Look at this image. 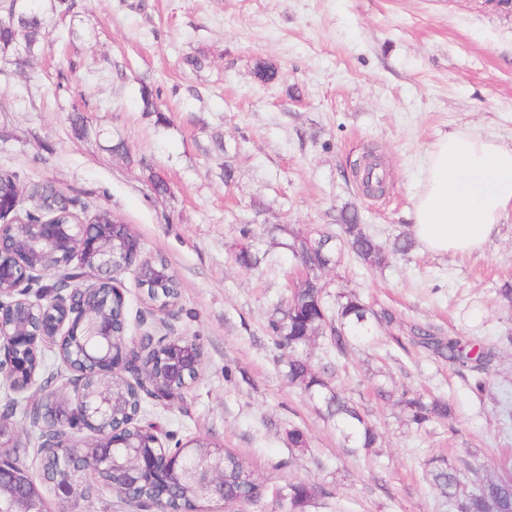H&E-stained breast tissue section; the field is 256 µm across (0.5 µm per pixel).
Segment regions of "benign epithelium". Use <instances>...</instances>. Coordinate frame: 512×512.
Returning a JSON list of instances; mask_svg holds the SVG:
<instances>
[{
    "label": "benign epithelium",
    "instance_id": "obj_1",
    "mask_svg": "<svg viewBox=\"0 0 512 512\" xmlns=\"http://www.w3.org/2000/svg\"><path fill=\"white\" fill-rule=\"evenodd\" d=\"M24 201L22 191L10 197H0V368L18 376L26 368L24 352L39 349L47 343L67 344L71 358L77 362L95 364L97 403L80 404L84 389L82 376L72 371L63 392L53 402L55 429L59 440L53 447L67 448L77 435H94L105 416L119 410L112 388V365L119 364L125 378L137 386L139 394L161 403H172L196 379L201 346L185 336H162L144 349L141 341L126 337V330H113L112 319L104 311L92 316L78 303L74 290L60 285L59 274L72 266L80 269L81 291L106 279L112 285V297L124 299L119 277L135 268L140 288H162L169 269H158L146 263L136 248L119 249L112 243V226L117 221L100 224L72 214V223L57 224L51 218L40 224L25 225L20 237L5 233V229L22 221L19 215ZM52 277L46 284L44 279ZM111 431L100 440L95 466L110 469L114 465L112 449L121 447ZM162 452L143 446L129 450L124 464L129 481L137 483L148 471L166 470L178 462L185 452L199 447L194 437L173 448L157 441ZM21 439L8 420L0 419V495L10 492L9 512H47L45 501L37 494H20L14 488L18 479L14 449ZM222 460L200 459V489L211 502L224 501ZM59 498L69 504L77 501L82 479L66 465L58 466L53 481Z\"/></svg>",
    "mask_w": 512,
    "mask_h": 512
}]
</instances>
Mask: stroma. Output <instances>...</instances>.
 <instances>
[{"label":"stroma","instance_id":"obj_1","mask_svg":"<svg viewBox=\"0 0 512 512\" xmlns=\"http://www.w3.org/2000/svg\"><path fill=\"white\" fill-rule=\"evenodd\" d=\"M41 0L43 52L19 64L0 53V169L22 186L50 182L88 218L128 226L147 257H164L180 299L170 315L144 303L134 271L124 284L128 334L186 336L205 353L183 398H143L141 416L172 441L201 436L236 453L264 486L244 512H288L280 497L306 482L307 512H456L429 482L433 461L468 488L512 475V215L481 251L414 248L372 268L351 254L322 271L326 301L355 292L373 308L450 336L496 347L472 374L391 331L328 364L312 365L379 431L375 447L347 452L319 403L286 377L288 354L267 318L301 277L292 232H340L342 211L383 246L410 233L425 155L439 134L469 130L512 145V9L491 0ZM204 57L202 68L189 65ZM277 77L259 82L256 62ZM151 87L160 113L144 111ZM382 157L387 194L363 195L355 171L366 150ZM168 185L155 194L153 178ZM250 237H242L243 226ZM258 266L235 262L241 247ZM385 386L450 400L454 417L407 424ZM303 429L308 446L289 447Z\"/></svg>","mask_w":512,"mask_h":512}]
</instances>
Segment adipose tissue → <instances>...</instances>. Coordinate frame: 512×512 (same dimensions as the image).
I'll return each instance as SVG.
<instances>
[{"mask_svg":"<svg viewBox=\"0 0 512 512\" xmlns=\"http://www.w3.org/2000/svg\"><path fill=\"white\" fill-rule=\"evenodd\" d=\"M512 210V146L471 131L439 135L426 154L412 232L433 254L482 249Z\"/></svg>","mask_w":512,"mask_h":512,"instance_id":"adipose-tissue-1","label":"adipose tissue"}]
</instances>
